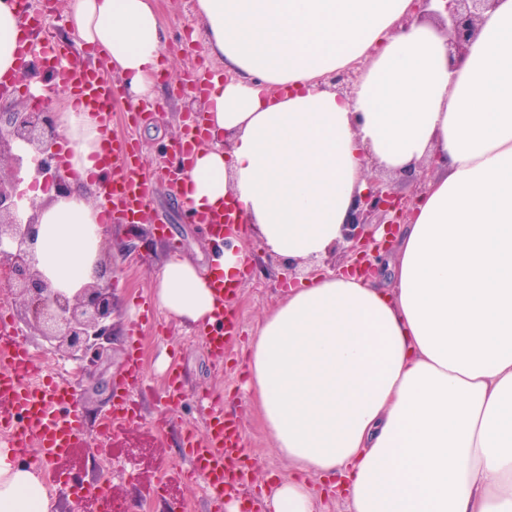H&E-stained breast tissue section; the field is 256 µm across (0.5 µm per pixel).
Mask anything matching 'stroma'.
<instances>
[{"instance_id":"35a3bbf8","label":"stroma","mask_w":512,"mask_h":512,"mask_svg":"<svg viewBox=\"0 0 512 512\" xmlns=\"http://www.w3.org/2000/svg\"><path fill=\"white\" fill-rule=\"evenodd\" d=\"M156 4L167 35L163 53L168 67L159 81L160 94L143 111L136 135L141 146L142 167L149 175L150 221L144 229L155 235L157 244L138 257L118 251L113 254L116 274L112 280L115 306L112 344L107 361L95 368L93 375L116 383L125 368L131 344H138L149 384L148 389L133 392L141 420L138 432L125 434L112 445H101L97 421L111 407V397L89 393L90 378L83 376L75 363L44 357L45 346L40 336H26L25 342L40 355L41 373L75 392L76 410L85 420L88 443L78 462L84 486L108 489L114 499L123 502L125 512H169V503L174 498L183 502L186 512H217L204 495L202 479L182 482L176 478L178 470L189 467L182 448L185 433L205 431V397L222 402L225 412L239 421L245 446L255 463L252 484L264 486L293 472L290 462L273 450L259 414L243 389L242 378L247 337L287 289L284 274L288 263L267 252L258 237H251L253 264L231 301L245 336L228 344L223 367H216L203 344L201 329L181 326L163 315H155L151 322L144 324L139 338H132L126 332L127 311L146 301L156 266L173 254L205 266L217 250L204 228L190 220L180 198L169 188L164 170L172 156L171 145L183 115L200 107L198 97L186 92L181 84L184 74L196 68L218 69L222 63L207 54L203 24L194 11V0H156ZM164 353L169 356L170 368L180 376L183 398L172 411L162 447L155 448L151 445L152 420L157 408L165 402L167 390V375L157 369V361ZM105 457L112 463L107 471L100 466Z\"/></svg>"}]
</instances>
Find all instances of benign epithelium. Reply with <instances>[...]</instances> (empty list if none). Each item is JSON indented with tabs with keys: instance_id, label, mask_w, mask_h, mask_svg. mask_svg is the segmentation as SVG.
<instances>
[{
	"instance_id": "benign-epithelium-1",
	"label": "benign epithelium",
	"mask_w": 512,
	"mask_h": 512,
	"mask_svg": "<svg viewBox=\"0 0 512 512\" xmlns=\"http://www.w3.org/2000/svg\"><path fill=\"white\" fill-rule=\"evenodd\" d=\"M447 16L439 17L448 35V58L465 55L471 41L495 8L496 0H444ZM50 78L38 57H33L24 80ZM357 72L340 71L328 81L342 94L354 87ZM59 90L45 97L41 107L27 101L0 105V267L8 275L10 299L20 307V322L64 358L83 362L102 358L110 347L104 344L112 329L114 312L112 282L108 278L107 242H102L95 280L76 290L59 289L39 268L37 240L38 205H23L20 186L28 176L27 155L37 159L35 177L56 190L68 187L65 176L51 159L59 134L56 107ZM414 198L396 193L391 181L370 178L367 195L358 199L350 220L342 227L347 261L354 273L369 275L381 269L392 240L390 226L404 223Z\"/></svg>"
}]
</instances>
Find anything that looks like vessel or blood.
<instances>
[{
  "label": "vessel or blood",
  "mask_w": 512,
  "mask_h": 512,
  "mask_svg": "<svg viewBox=\"0 0 512 512\" xmlns=\"http://www.w3.org/2000/svg\"><path fill=\"white\" fill-rule=\"evenodd\" d=\"M42 55L53 61L57 84L79 104L100 117L110 116L115 90L97 70L69 63L59 41L48 39ZM102 166L109 168L102 188L104 223L129 224L146 214L149 193L140 177L139 151L135 139L103 130ZM240 334L236 318H228L203 338L215 357H223L225 345ZM39 369L9 315L0 312V434L8 436L16 455L30 458L32 452L58 461L72 460L86 442L82 420L72 407L73 391L65 385L39 379ZM143 380L137 353H130L125 375L117 385L110 411L99 420V433L107 440L133 428L137 408L129 387ZM184 446L192 475L202 476L205 490L216 506H223L228 488L245 485L250 466L244 436L238 421L213 412L203 436L187 435Z\"/></svg>",
  "instance_id": "obj_1"
}]
</instances>
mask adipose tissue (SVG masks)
Wrapping results in <instances>:
<instances>
[{"label":"adipose tissue","instance_id":"1","mask_svg":"<svg viewBox=\"0 0 512 512\" xmlns=\"http://www.w3.org/2000/svg\"><path fill=\"white\" fill-rule=\"evenodd\" d=\"M210 56L234 80L201 98L206 141L185 163L192 212L233 204L230 247L205 267L171 257L151 304L210 327L211 281L239 283L257 233L292 262L341 237L370 164L434 173L395 236L390 280L326 271L256 324L244 388L297 472L268 512H319L335 479L348 512H512V0L467 55L414 0H196ZM76 47L101 48L132 103L154 102L165 28L154 0H70ZM21 16L0 0V77L17 67ZM361 66L342 95L327 75ZM69 189L39 203L38 256L53 286L95 276L102 228L84 184L101 122L57 111ZM40 471L0 448V512H53Z\"/></svg>","mask_w":512,"mask_h":512}]
</instances>
